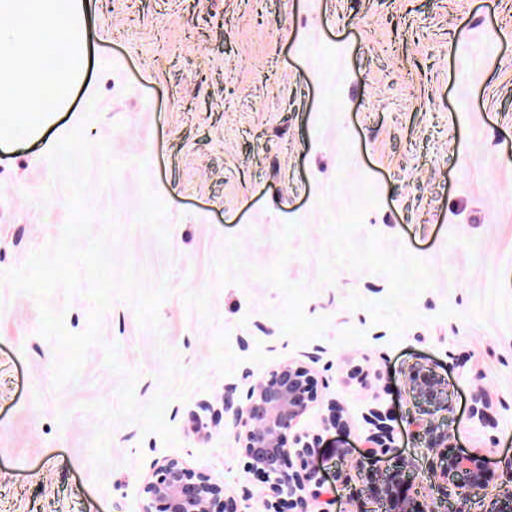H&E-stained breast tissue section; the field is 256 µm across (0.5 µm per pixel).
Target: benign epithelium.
Returning a JSON list of instances; mask_svg holds the SVG:
<instances>
[{"mask_svg":"<svg viewBox=\"0 0 512 512\" xmlns=\"http://www.w3.org/2000/svg\"><path fill=\"white\" fill-rule=\"evenodd\" d=\"M421 393L437 408L448 406L441 381L430 373L415 374ZM311 368L301 361L288 360L271 369L249 387L245 407L233 410L232 426L246 458V468L262 474L268 484L265 512H279L281 504L296 512H310V502L322 496L323 479L314 461L313 449L320 438L295 431L313 399ZM363 451L368 456L395 453L383 436L367 439ZM432 452L437 457L434 478L445 492L457 498L455 512H468V504L490 483L506 478L512 484V459L503 473L487 463L481 448L448 453V433L434 436ZM304 460L297 469L292 457ZM410 482L404 466L398 465L383 480L379 492L394 505V512H426L419 500L406 494ZM141 512H243L237 500L226 494L224 482L178 459L154 465L142 487Z\"/></svg>","mask_w":512,"mask_h":512,"instance_id":"7a95c632","label":"benign epithelium"}]
</instances>
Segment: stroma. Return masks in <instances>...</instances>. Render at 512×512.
Returning a JSON list of instances; mask_svg holds the SVG:
<instances>
[{"label": "stroma", "instance_id": "obj_1", "mask_svg": "<svg viewBox=\"0 0 512 512\" xmlns=\"http://www.w3.org/2000/svg\"><path fill=\"white\" fill-rule=\"evenodd\" d=\"M88 16L67 109L0 148V273L61 237L48 153L80 127L124 164L103 186L91 159L93 234L113 217L114 263L168 294L156 329L115 299L58 388L36 299L0 280V512H140L171 458L264 512L224 403L289 359L316 394L298 424L320 438L313 512H373L391 462L356 449L375 409L421 500L451 512L433 433L512 458V0H91ZM47 303L86 329L85 290ZM422 367L447 409L417 391Z\"/></svg>", "mask_w": 512, "mask_h": 512}]
</instances>
